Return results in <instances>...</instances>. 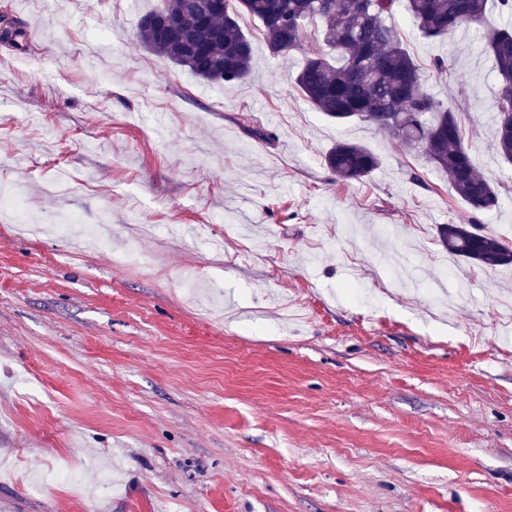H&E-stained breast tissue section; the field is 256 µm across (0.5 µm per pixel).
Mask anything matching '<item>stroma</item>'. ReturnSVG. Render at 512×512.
<instances>
[{
    "label": "stroma",
    "mask_w": 512,
    "mask_h": 512,
    "mask_svg": "<svg viewBox=\"0 0 512 512\" xmlns=\"http://www.w3.org/2000/svg\"><path fill=\"white\" fill-rule=\"evenodd\" d=\"M157 3L0 0L29 31L0 45V187L84 222L0 216V512H512V265L444 249L476 217L421 151L305 102L303 53L246 16L252 78L204 81L137 42ZM395 27L512 242L482 30ZM340 139L378 155L365 180L328 170ZM62 460L77 485L33 492Z\"/></svg>",
    "instance_id": "1"
}]
</instances>
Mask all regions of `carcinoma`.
<instances>
[{"mask_svg": "<svg viewBox=\"0 0 512 512\" xmlns=\"http://www.w3.org/2000/svg\"><path fill=\"white\" fill-rule=\"evenodd\" d=\"M491 1L512 16V0H223L203 23L200 15L209 0H159L143 19L165 15L173 26L157 30L140 23L137 40L207 82L242 83L254 66L242 15L260 23L270 53L277 56L303 48L307 25L317 24V44L294 78L299 95L338 125L366 122L402 146L422 150L469 209L481 213L498 204V187L475 169L458 117L429 91L421 68L396 36L394 20L403 10L423 37L443 39L485 26ZM485 40L500 79L495 151L512 164V28L490 27ZM27 43L24 27L1 13L0 44L24 51ZM379 162L371 150L350 141L337 142L326 158L336 179L346 182L367 177ZM438 238L453 256L489 267L512 264V246L477 224H441Z\"/></svg>", "mask_w": 512, "mask_h": 512, "instance_id": "carcinoma-1", "label": "carcinoma"}]
</instances>
